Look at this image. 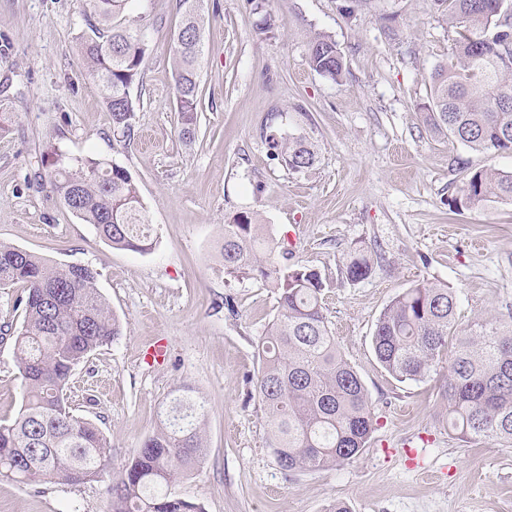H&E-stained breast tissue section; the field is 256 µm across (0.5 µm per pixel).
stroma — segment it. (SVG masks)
I'll use <instances>...</instances> for the list:
<instances>
[{
	"mask_svg": "<svg viewBox=\"0 0 512 512\" xmlns=\"http://www.w3.org/2000/svg\"><path fill=\"white\" fill-rule=\"evenodd\" d=\"M272 30L249 0H202L204 46L198 137L179 135L171 44L179 0H131L127 16L148 50L136 134L124 141L88 76L79 38L95 23L87 0H0V243L98 274L120 336L75 371V414L112 442L97 481L34 488L0 479V512H107L113 473L153 432L172 390L206 400L207 455L172 488L204 512H512V447L448 431L447 367L398 382L371 338L393 297L419 282L458 298V322L512 317V202L457 210L473 169L512 171V154L475 153L430 132L422 109L436 66L454 56L453 28L435 0H270ZM316 32L346 64L332 81L308 62ZM277 121H270V114ZM307 133L319 161L301 173L270 157L267 135ZM126 167L155 230L149 252L118 250L52 191L51 149ZM257 213L290 242L279 263L328 281L324 312L374 412L364 452L335 468L287 474L267 450L255 391L256 345L277 313L259 279L226 275L216 256L225 224ZM370 251V275L347 281V251ZM167 355L153 359L155 345ZM23 387L11 341L0 342V420Z\"/></svg>",
	"mask_w": 512,
	"mask_h": 512,
	"instance_id": "stroma-1",
	"label": "stroma"
}]
</instances>
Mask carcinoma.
<instances>
[{
    "mask_svg": "<svg viewBox=\"0 0 512 512\" xmlns=\"http://www.w3.org/2000/svg\"><path fill=\"white\" fill-rule=\"evenodd\" d=\"M128 0L91 6L104 21L80 36L87 72L122 137L135 136L143 79L144 30L122 18ZM184 22L172 39L180 139L198 133L199 66L203 36L200 0H180ZM508 0H437L456 29L455 53L431 76L425 120L431 131L472 151L512 152V13ZM314 71L343 77L344 56L332 36L318 32L308 44ZM272 157L293 173L312 168L318 153L305 133L272 139ZM53 189L66 207L112 248L152 249L150 218L129 170L95 156L58 149L45 158ZM498 199L512 202V171L471 170L456 209ZM275 242L256 215L238 213L224 225L219 262L227 275L262 279L276 290L278 312L257 345L256 391L263 406L267 447L288 473L328 469L359 456L374 430L367 391L336 345L322 307L327 287L308 265H277ZM371 255L346 254L350 281L368 276ZM88 266L52 263L0 243V288H19L23 320L0 328L12 340L24 404L0 420V477L30 486L80 485L112 466V443L91 420L73 414L67 389L76 367L120 335L121 324ZM456 295L444 284L417 283L380 313L372 334L377 360L398 382H422L448 361V431L463 441L512 445V319L456 320ZM206 401L188 384L176 388L152 435L113 477L109 512H203L171 492L205 460Z\"/></svg>",
    "mask_w": 512,
    "mask_h": 512,
    "instance_id": "carcinoma-1",
    "label": "carcinoma"
}]
</instances>
